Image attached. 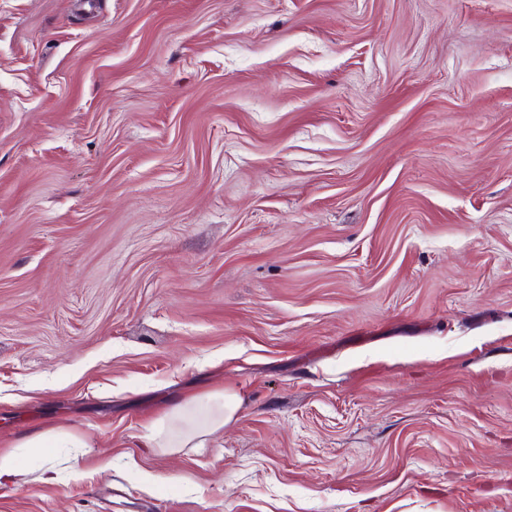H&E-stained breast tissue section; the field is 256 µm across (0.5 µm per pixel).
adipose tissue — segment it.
Wrapping results in <instances>:
<instances>
[{
	"label": "adipose tissue",
	"mask_w": 512,
	"mask_h": 512,
	"mask_svg": "<svg viewBox=\"0 0 512 512\" xmlns=\"http://www.w3.org/2000/svg\"><path fill=\"white\" fill-rule=\"evenodd\" d=\"M241 406L235 393H218L206 402L187 399L174 404L145 440L151 448H202L224 427L232 423ZM75 442L64 432H40L24 443L23 451L0 452V488L17 485L21 477L31 471L29 458L39 462L36 473L38 481L55 483L54 451L58 448L74 447Z\"/></svg>",
	"instance_id": "obj_1"
}]
</instances>
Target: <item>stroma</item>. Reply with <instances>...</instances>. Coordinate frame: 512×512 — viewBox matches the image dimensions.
Listing matches in <instances>:
<instances>
[{"mask_svg": "<svg viewBox=\"0 0 512 512\" xmlns=\"http://www.w3.org/2000/svg\"><path fill=\"white\" fill-rule=\"evenodd\" d=\"M45 430L83 478L0 512H512V0H0V451ZM240 406L236 393H218L206 401L182 400L145 436L146 443L149 448H205L237 418Z\"/></svg>", "mask_w": 512, "mask_h": 512, "instance_id": "stroma-1", "label": "stroma"}]
</instances>
